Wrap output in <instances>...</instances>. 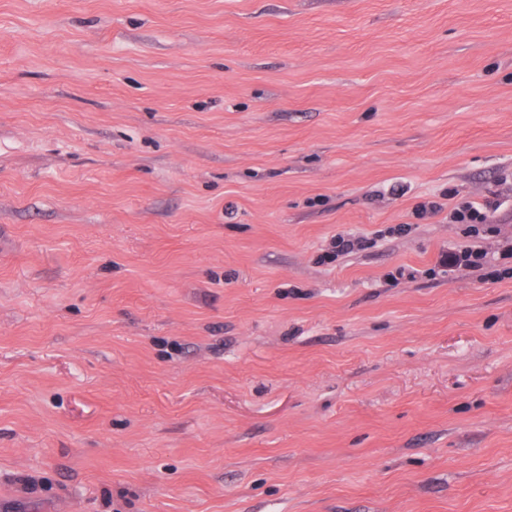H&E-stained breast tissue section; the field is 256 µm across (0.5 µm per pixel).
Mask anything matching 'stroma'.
Here are the masks:
<instances>
[{"mask_svg": "<svg viewBox=\"0 0 512 512\" xmlns=\"http://www.w3.org/2000/svg\"><path fill=\"white\" fill-rule=\"evenodd\" d=\"M508 235L512 0H0V512H512ZM496 200L486 199L483 202L459 201L448 205V221L452 224H467L472 237H479L485 224L493 223V215L501 207ZM487 252L472 245H464L452 253L449 264L454 267H467L479 269L483 266Z\"/></svg>", "mask_w": 512, "mask_h": 512, "instance_id": "obj_1", "label": "stroma"}]
</instances>
